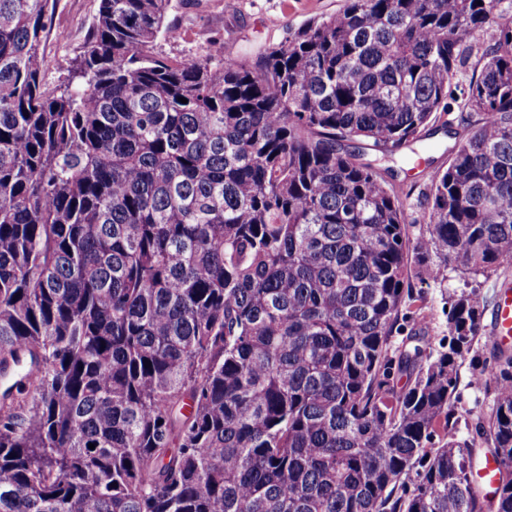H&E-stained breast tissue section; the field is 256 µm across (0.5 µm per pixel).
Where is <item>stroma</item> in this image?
<instances>
[{
	"mask_svg": "<svg viewBox=\"0 0 512 512\" xmlns=\"http://www.w3.org/2000/svg\"><path fill=\"white\" fill-rule=\"evenodd\" d=\"M345 0H175L169 15L181 37L178 41L158 40L159 52L186 59L203 55L212 39L222 40L225 57L256 61L268 47L283 40L305 21L335 13ZM99 0H55L48 15L47 36L43 54L49 63L50 77L65 73L69 63L84 42V37L98 10ZM430 160L414 169H407L406 157L419 151V143L404 146L394 159L380 163V172H393V181L403 202L407 221L413 227L423 225L428 206L429 180L435 171L447 168L453 140L444 131H437ZM414 294L421 298L424 315L415 327L432 336L445 335L444 303L438 288L413 282Z\"/></svg>",
	"mask_w": 512,
	"mask_h": 512,
	"instance_id": "1",
	"label": "stroma"
}]
</instances>
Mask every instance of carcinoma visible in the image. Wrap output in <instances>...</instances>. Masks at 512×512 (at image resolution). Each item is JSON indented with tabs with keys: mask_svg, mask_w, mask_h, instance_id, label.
Instances as JSON below:
<instances>
[{
	"mask_svg": "<svg viewBox=\"0 0 512 512\" xmlns=\"http://www.w3.org/2000/svg\"><path fill=\"white\" fill-rule=\"evenodd\" d=\"M501 3L346 0L250 65L156 51L172 0H99L50 90L48 0H0V378L27 374L0 392V512H512V347L472 355L473 290L438 342L407 330L411 278L512 268ZM438 121L412 236L349 142ZM466 362L486 413L459 410ZM500 462L491 454L481 457L475 465L476 479L480 486L492 492L498 487ZM491 492V493H492Z\"/></svg>",
	"mask_w": 512,
	"mask_h": 512,
	"instance_id": "1",
	"label": "carcinoma"
}]
</instances>
